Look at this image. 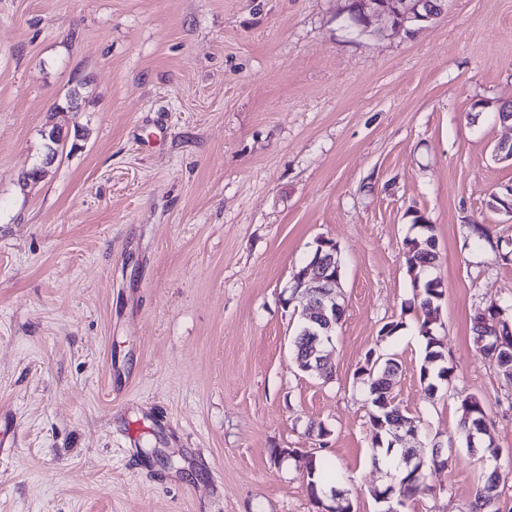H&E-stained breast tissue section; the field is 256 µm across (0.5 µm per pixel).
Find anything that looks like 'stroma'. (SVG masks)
<instances>
[{"instance_id":"obj_1","label":"stroma","mask_w":512,"mask_h":512,"mask_svg":"<svg viewBox=\"0 0 512 512\" xmlns=\"http://www.w3.org/2000/svg\"><path fill=\"white\" fill-rule=\"evenodd\" d=\"M345 0H0V512H317L309 457L382 512L367 353L395 358L445 467L406 512H466L485 464L459 434L482 399L512 512V386L472 320L512 305V0H448L412 35L348 27ZM64 150L47 160L43 131ZM44 168L35 182L23 175ZM433 226L436 335L452 379L428 395L406 239ZM498 241L477 245L473 223ZM341 252L332 376L300 371L292 274ZM403 320L385 338L381 327ZM325 437H318L319 429ZM460 407L465 414L462 425L459 423L461 433L465 436L466 444L468 446V431L473 423L484 424L487 431H489V420L486 414V408L481 399L478 397H469L461 401ZM470 419V422H469Z\"/></svg>"}]
</instances>
